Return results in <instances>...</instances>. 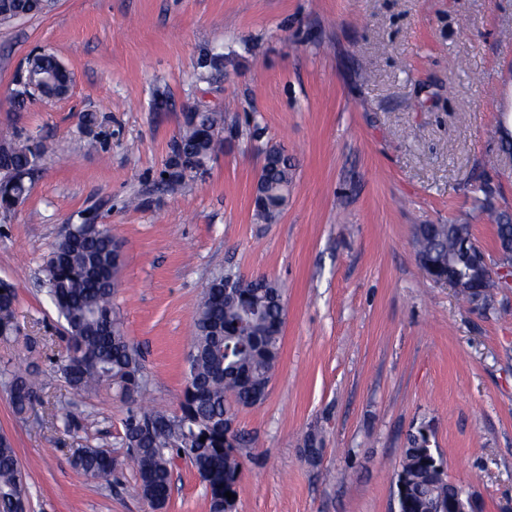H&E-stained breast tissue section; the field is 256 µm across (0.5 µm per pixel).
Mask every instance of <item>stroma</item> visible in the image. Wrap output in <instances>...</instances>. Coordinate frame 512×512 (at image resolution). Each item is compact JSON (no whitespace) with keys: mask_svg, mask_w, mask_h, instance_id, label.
I'll list each match as a JSON object with an SVG mask.
<instances>
[{"mask_svg":"<svg viewBox=\"0 0 512 512\" xmlns=\"http://www.w3.org/2000/svg\"><path fill=\"white\" fill-rule=\"evenodd\" d=\"M42 49L71 90L17 103ZM511 82L512 0H56L0 26V138L57 146L25 201L0 213V279L16 287L23 335L41 342L40 368L66 346L43 258L88 214L122 244L115 306L145 398L168 412L203 284L232 273L284 291L278 369L264 402L236 414V512H395L398 464L422 427L478 512H512V288L475 307L430 280L414 247L417 225L466 224L497 267L496 225L512 224ZM203 111L226 117L216 155L168 187L185 116ZM272 144L296 176L279 220L260 224ZM67 413L78 433L64 431ZM126 415L111 388L79 394L57 377L21 419L0 382V434L30 512H151L121 445ZM86 447L117 459L109 480L73 467ZM165 512H209L181 458Z\"/></svg>","mask_w":512,"mask_h":512,"instance_id":"stroma-1","label":"stroma"}]
</instances>
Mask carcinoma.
I'll list each match as a JSON object with an SVG mask.
<instances>
[{
  "instance_id": "carcinoma-1",
  "label": "carcinoma",
  "mask_w": 512,
  "mask_h": 512,
  "mask_svg": "<svg viewBox=\"0 0 512 512\" xmlns=\"http://www.w3.org/2000/svg\"><path fill=\"white\" fill-rule=\"evenodd\" d=\"M51 0H0V23L28 18L48 10ZM71 76L58 67L56 57L41 53L31 63L29 78L16 90L22 103L36 96L65 95ZM224 130L221 112H192L175 142L167 163L166 181L181 183L195 168L213 160ZM0 153V208L22 202L28 192L22 175L33 171L51 150L31 137L10 139ZM294 164L282 150L266 152L260 181L264 196L255 200L254 217L275 223L287 202ZM454 224H420L415 245L419 263L448 272V259L457 271L471 272L469 258L456 241ZM122 264L121 246L104 224L89 219L71 224L53 244L44 261L42 287L53 303L67 334L66 353L53 369L79 393L110 385L129 404L121 443L136 469L140 496L158 509L166 507L171 490V466L180 456L206 480L209 512H224L225 493L237 494L240 462L236 449L224 447V413L258 405L281 355L283 335L282 289L264 277L236 279L239 297L224 298V276L213 277L203 288L194 318L188 355V376L180 413L141 404L146 386L137 350L130 344L114 311V275ZM14 286L0 281V337L23 338L33 354L39 343L21 336L15 318ZM0 377L8 389L16 415L40 401L45 385L38 368L5 365ZM74 467L87 478L106 481L117 459L105 448H83ZM402 512H437L452 498L457 485L448 481L443 458L429 448L427 431L408 440L398 472ZM27 491L13 444L0 437V512H25Z\"/></svg>"
}]
</instances>
